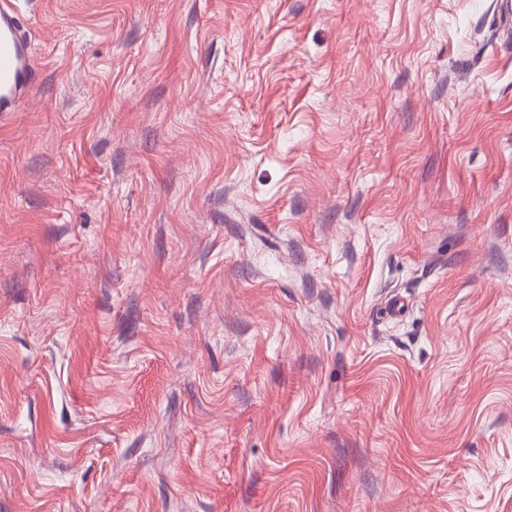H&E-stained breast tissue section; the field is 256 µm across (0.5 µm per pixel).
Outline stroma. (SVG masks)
Returning <instances> with one entry per match:
<instances>
[{
    "instance_id": "stroma-1",
    "label": "stroma",
    "mask_w": 512,
    "mask_h": 512,
    "mask_svg": "<svg viewBox=\"0 0 512 512\" xmlns=\"http://www.w3.org/2000/svg\"><path fill=\"white\" fill-rule=\"evenodd\" d=\"M16 5L0 512H512L496 0Z\"/></svg>"
}]
</instances>
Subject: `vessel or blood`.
Listing matches in <instances>:
<instances>
[{
  "label": "vessel or blood",
  "instance_id": "b4317fda",
  "mask_svg": "<svg viewBox=\"0 0 512 512\" xmlns=\"http://www.w3.org/2000/svg\"><path fill=\"white\" fill-rule=\"evenodd\" d=\"M40 71L13 0H0V112L17 111L36 89Z\"/></svg>",
  "mask_w": 512,
  "mask_h": 512
}]
</instances>
